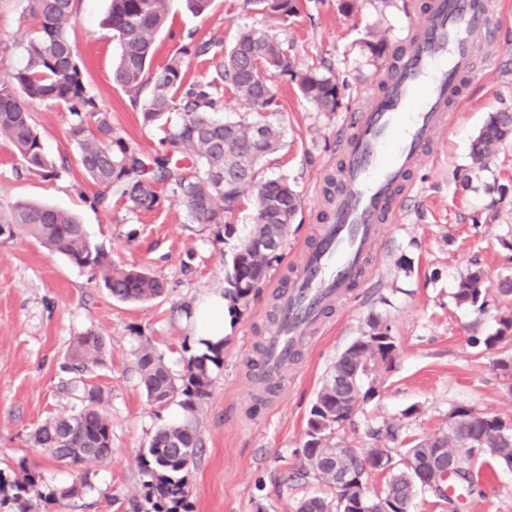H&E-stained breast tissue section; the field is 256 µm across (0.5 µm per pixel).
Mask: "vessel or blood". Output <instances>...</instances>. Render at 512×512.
Masks as SVG:
<instances>
[{
  "instance_id": "obj_1",
  "label": "vessel or blood",
  "mask_w": 512,
  "mask_h": 512,
  "mask_svg": "<svg viewBox=\"0 0 512 512\" xmlns=\"http://www.w3.org/2000/svg\"><path fill=\"white\" fill-rule=\"evenodd\" d=\"M492 36L488 0H428L392 77L350 115L339 142V191L316 244L301 250L278 299L276 329L265 342L259 373L279 378L322 326L327 306L364 282L374 246L413 190L414 172L437 132L448 127L477 39Z\"/></svg>"
}]
</instances>
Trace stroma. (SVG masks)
<instances>
[{"mask_svg":"<svg viewBox=\"0 0 512 512\" xmlns=\"http://www.w3.org/2000/svg\"><path fill=\"white\" fill-rule=\"evenodd\" d=\"M423 0H298V12L283 17L262 12L248 0H213L208 15L187 12L173 0L156 37L155 64H163L189 41L232 43L240 30L262 29L290 46L299 68L330 67L340 106L321 112L289 77L272 74L278 105L272 120L282 131L281 148L261 163L264 180L285 179L301 195V209L268 280L224 330L223 362L213 368L209 394L199 407L203 447L188 480V512H296L301 499L330 496L314 478L293 480L301 467L306 420L315 394L336 357L370 322L388 326L396 349L390 360L371 364L364 378L373 398L360 402L338 438L352 448L380 445L378 430L393 425L414 442L447 431L453 406L465 404L512 424V382L497 369L512 348L488 350L479 338L495 335L512 298L496 289L512 275V141L486 168L473 166L470 144L490 113L512 111V0H489L494 42L478 48L473 71L461 81L451 125L438 133L430 158L415 174L416 186L400 223L389 225L368 272L365 287L325 314L324 329L299 349L265 393L251 380L256 346L273 323L274 297L287 285L291 267L327 209L328 177L338 174V144L351 112L378 92L390 58L371 55L367 45L408 44L409 27ZM110 0H75L69 33L86 63L85 83L112 126L143 154L154 153L162 129L142 122L135 93L114 84L119 54L102 25ZM38 24L27 0H0V85H13L26 63L18 32ZM45 152L67 159L60 176L28 172L0 145V210L18 201L53 206L76 215L89 239L116 265L146 267L166 281L162 297L129 304L114 299L96 272L49 252L33 239L0 238V483L25 471L39 474L31 492L38 512H153L142 452L157 429L175 422L178 403L157 407L142 389L135 352L144 343L162 355L173 376L198 354L188 317L204 296L224 291L225 263L251 234L253 191L226 224L192 223L180 199L162 190L149 211L113 195L109 207L96 202L90 182L67 138L69 112L52 101L30 105ZM481 267L490 287L484 312L456 305L462 274ZM99 332L102 363L85 374L100 390L112 427V454L88 465L91 490L57 504L76 467L51 460L32 441L46 419L76 409L66 370L76 336ZM460 512H512V470L499 469L476 483Z\"/></svg>","mask_w":512,"mask_h":512,"instance_id":"1","label":"stroma"}]
</instances>
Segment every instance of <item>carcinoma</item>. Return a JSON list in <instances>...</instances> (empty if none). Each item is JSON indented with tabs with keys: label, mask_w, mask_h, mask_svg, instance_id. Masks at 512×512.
<instances>
[{
	"label": "carcinoma",
	"mask_w": 512,
	"mask_h": 512,
	"mask_svg": "<svg viewBox=\"0 0 512 512\" xmlns=\"http://www.w3.org/2000/svg\"><path fill=\"white\" fill-rule=\"evenodd\" d=\"M172 0H111L106 25L118 41L120 55L113 73L114 81L125 89L141 91L150 87L142 105L146 125H162L167 114L177 112L180 122L167 132L162 148L145 155L129 147L112 127L111 114L98 107L88 95L85 65L68 26L74 0H28L31 15L40 20L35 35L21 40L27 55L26 65L18 70L15 84L0 86V140L23 162L26 170L44 176L58 175L54 159L43 150L40 135L29 111L33 101H54L66 106L74 119L67 137L78 151L87 178L105 189L97 203L109 205V193L115 191L138 209L150 210L159 200L156 186H169L179 196L195 224H224L239 207L245 190L255 184L258 163L280 145L281 132L274 124L224 122L214 116L221 105L222 84L245 101L259 115L276 105V95L263 72L273 70L289 76L302 95L318 110L334 112L339 108V91L332 77L318 70L298 71L294 57L282 42L260 29L241 31L229 47L220 41L206 40L194 48L182 47L163 65L152 68L156 35L163 28ZM261 10L290 16L297 12L296 0H251ZM208 56L215 62L216 76L210 80L185 78V55ZM94 118L89 125L83 118ZM261 136H255V128ZM512 136V114L495 112L489 116L471 146V159L484 164L508 137ZM192 162L190 172L178 162ZM300 206L294 187L285 180H266L257 191L255 228L233 255L225 274L224 297L234 305L247 302L268 278L273 260L270 253L251 246V240L269 237L283 243L289 224ZM0 233L9 239L22 234L47 249L66 256L81 267L99 271L104 286L113 297L128 302H145L163 295L165 282L135 264L114 266L106 254L89 240L83 225L71 213L49 206L17 202L0 213ZM487 286L480 271L462 277L455 292L459 303L478 310L486 306ZM512 342V317L501 320L494 336L483 338L485 349ZM103 337L88 331L74 341L68 370L75 374L70 390L79 394L81 406L69 414L46 420L33 434V443L43 448L58 463L83 466L103 459L112 445V428L102 408L99 391L86 387L82 375L91 363L101 361ZM395 350L389 328L370 325L363 341L352 346L355 355L367 365L360 371L358 386H363L368 363L392 359ZM223 345H209L192 357L186 373L174 378L154 347L144 344L136 353V366L146 399L165 406L181 398L184 419L160 428L142 455L143 472L149 477V495L155 499L154 512H183L186 509L187 473L202 448L196 423L198 406L208 395L213 367L221 364ZM451 413L460 417L457 427L432 437L433 446L448 457L460 461L458 484L469 490L475 484L473 463L512 470V428L500 417L468 405H457ZM356 414V404L336 402V384L326 377L312 404L307 419L306 440L301 449L303 465L299 476L314 478L336 490V432ZM385 445L354 449L350 475L366 481L372 471L390 474L381 492L367 494L363 509L357 510L356 494H335L332 504L319 496L300 502L298 512H410L417 493H430L450 503L446 484L428 471L420 443L402 447L397 430L388 427ZM399 454L397 467L394 454ZM39 475L26 473L14 482L8 498L11 512H34L30 496ZM90 487L84 472L61 498L81 496Z\"/></svg>",
	"instance_id": "cac0c4a2"
}]
</instances>
